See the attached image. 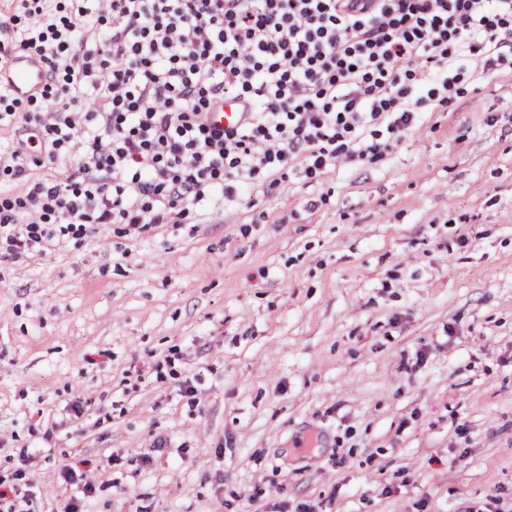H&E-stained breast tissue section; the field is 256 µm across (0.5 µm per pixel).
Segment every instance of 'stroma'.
<instances>
[{
    "label": "stroma",
    "instance_id": "stroma-1",
    "mask_svg": "<svg viewBox=\"0 0 512 512\" xmlns=\"http://www.w3.org/2000/svg\"><path fill=\"white\" fill-rule=\"evenodd\" d=\"M448 73L377 160L0 259L18 512H512V70Z\"/></svg>",
    "mask_w": 512,
    "mask_h": 512
}]
</instances>
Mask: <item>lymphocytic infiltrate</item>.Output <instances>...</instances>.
I'll return each instance as SVG.
<instances>
[{
	"label": "lymphocytic infiltrate",
	"mask_w": 512,
	"mask_h": 512,
	"mask_svg": "<svg viewBox=\"0 0 512 512\" xmlns=\"http://www.w3.org/2000/svg\"><path fill=\"white\" fill-rule=\"evenodd\" d=\"M0 71L44 68L19 97L0 82L8 254L62 247L90 224H178L193 208L290 162L308 174L373 158L446 104L452 50L512 58V0H18L0 15ZM243 101L239 126L208 114ZM56 179L37 177L43 161Z\"/></svg>",
	"instance_id": "1"
}]
</instances>
